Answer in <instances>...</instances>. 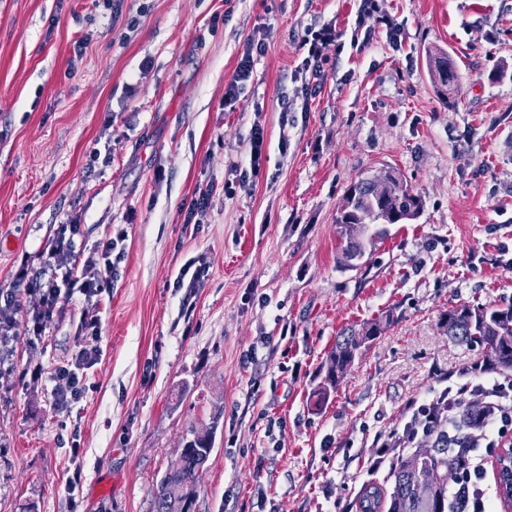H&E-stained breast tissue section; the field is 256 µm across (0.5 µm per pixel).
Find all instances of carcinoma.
I'll list each match as a JSON object with an SVG mask.
<instances>
[{"label": "carcinoma", "instance_id": "carcinoma-1", "mask_svg": "<svg viewBox=\"0 0 512 512\" xmlns=\"http://www.w3.org/2000/svg\"><path fill=\"white\" fill-rule=\"evenodd\" d=\"M425 60L432 83L446 87L459 83L460 77L448 64L447 51L435 47L425 49ZM388 188L385 194L372 191V181L365 176L346 190L336 211L337 233L343 244L347 261L360 262L365 257L364 238L374 224H393L407 215H418L423 202L408 183L393 168H386ZM373 322L360 332H351L337 339L325 375L313 392L314 406L321 408L330 393L338 388L353 365L358 351L374 340ZM441 326L448 336L462 343L491 349L496 359L487 367L512 371V305L507 307L460 305L448 310L441 318ZM214 428L192 430L183 440L182 460L169 466L157 484L153 495L152 512H183L188 494L197 493L202 470L200 463L211 454ZM410 449L402 448L392 457L374 463L376 470L386 469L383 483L370 479L363 492L351 505L355 512H448V484H442L430 506L418 503L413 485L421 474L438 469L445 474L454 470L448 458V446L425 449L418 465L410 466L404 457Z\"/></svg>", "mask_w": 512, "mask_h": 512}]
</instances>
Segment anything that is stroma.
<instances>
[{"instance_id":"obj_1","label":"stroma","mask_w":512,"mask_h":512,"mask_svg":"<svg viewBox=\"0 0 512 512\" xmlns=\"http://www.w3.org/2000/svg\"><path fill=\"white\" fill-rule=\"evenodd\" d=\"M358 5L0 0V292L61 224H79L85 262L126 233L82 399L59 413L48 379L74 351L81 305L42 349L17 337V370L0 371V512H152L182 439L209 427L195 512H346L408 401L448 375L474 380L485 349L440 319L512 304V0H379L362 49L350 45ZM326 26L345 48L326 45L316 81L299 39ZM254 36L266 51L226 110ZM430 46L460 76L450 94L428 76ZM387 167L423 209L350 266L337 206ZM207 182L213 198L188 217ZM190 261L204 270L191 298L176 285ZM374 321L380 335L312 411L337 336Z\"/></svg>"}]
</instances>
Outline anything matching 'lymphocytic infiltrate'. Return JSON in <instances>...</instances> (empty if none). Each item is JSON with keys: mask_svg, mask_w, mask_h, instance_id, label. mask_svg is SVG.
I'll use <instances>...</instances> for the list:
<instances>
[{"mask_svg": "<svg viewBox=\"0 0 512 512\" xmlns=\"http://www.w3.org/2000/svg\"><path fill=\"white\" fill-rule=\"evenodd\" d=\"M78 232V225L69 224L51 245L22 260L15 273V291L39 298L25 322H17L13 316V294L0 301V369L12 366L18 336H25L30 347H39L56 317L69 305L84 303L74 338L75 351L50 376L53 405L61 413L69 412L81 399L84 380L101 356L99 306L117 271L112 259L117 239L99 242L98 261L83 266L79 263ZM472 396L480 397L490 411L481 428L465 431L459 428L458 418ZM407 409L409 419L389 432L382 447L409 448L418 435L439 429L447 434L449 447L463 451L456 460L457 479L448 490V512H493V501L484 488L483 462L495 455L503 439L512 437V371L493 373L474 384L446 385L431 397L409 400Z\"/></svg>", "mask_w": 512, "mask_h": 512, "instance_id": "f902f5d3", "label": "lymphocytic infiltrate"}]
</instances>
